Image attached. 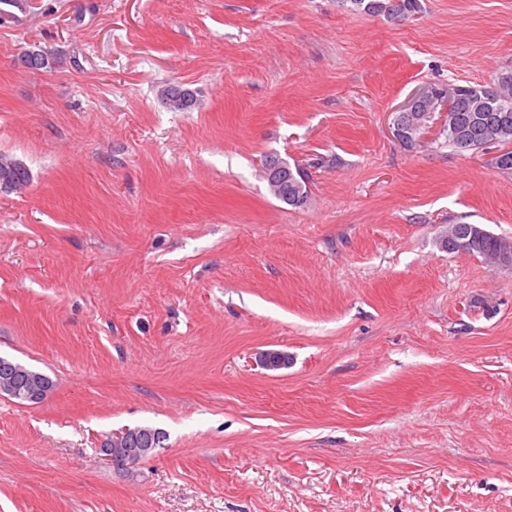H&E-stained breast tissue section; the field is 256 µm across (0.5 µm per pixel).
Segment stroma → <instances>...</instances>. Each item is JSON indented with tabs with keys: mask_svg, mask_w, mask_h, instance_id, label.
<instances>
[{
	"mask_svg": "<svg viewBox=\"0 0 512 512\" xmlns=\"http://www.w3.org/2000/svg\"><path fill=\"white\" fill-rule=\"evenodd\" d=\"M26 3L0 0V154L31 177L0 191V356L54 388L0 396V512H512V267L441 245L512 237V171L393 134L423 87L512 72V0ZM137 426L167 438L113 468ZM352 11L402 21L420 10L419 0H349ZM159 100L168 110L188 112L196 103V91L182 83H169L159 91ZM278 168V169H276ZM264 178L274 197L288 206L303 207L308 199L307 175L299 167L294 169L276 155H268L263 163ZM277 178L271 181L270 176ZM451 253L480 257L492 267H512V238L496 235L478 224H452L442 241ZM162 436L163 438L152 444V446H148L145 442L138 440V442H132V446H134V448H112V445H103V448H100V450L107 460L112 462L113 467L118 470H126L127 468L137 464L148 448H161L163 441L166 440V434L163 432ZM147 457L148 456L143 457L142 460Z\"/></svg>",
	"mask_w": 512,
	"mask_h": 512,
	"instance_id": "obj_1",
	"label": "stroma"
}]
</instances>
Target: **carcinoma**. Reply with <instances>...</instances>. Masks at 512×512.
<instances>
[{"mask_svg":"<svg viewBox=\"0 0 512 512\" xmlns=\"http://www.w3.org/2000/svg\"><path fill=\"white\" fill-rule=\"evenodd\" d=\"M352 10L368 15H383L402 21L420 10L419 0H349ZM19 61L23 68L41 70L48 60L40 53L26 52ZM439 97L416 112L408 126L404 145H417L434 123V115L442 112L440 134L448 146L458 153L476 151L491 142H512V73L476 87L459 86L450 100L441 97L442 87H434ZM159 100L168 110L188 112L196 103V91L182 83H169L159 91ZM264 178L274 197L299 208L306 204L309 187L306 174L291 167L276 155H268L263 163ZM30 174L21 162L0 154V190L16 191L29 185ZM450 253H465L481 258L492 267H512V238L496 235L478 224H450L442 241Z\"/></svg>","mask_w":512,"mask_h":512,"instance_id":"obj_1","label":"carcinoma"}]
</instances>
